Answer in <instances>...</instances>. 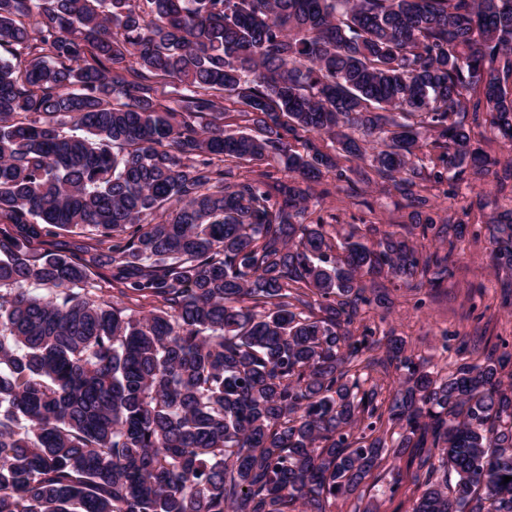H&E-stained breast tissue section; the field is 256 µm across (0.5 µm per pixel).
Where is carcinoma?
I'll use <instances>...</instances> for the list:
<instances>
[{
  "label": "carcinoma",
  "mask_w": 512,
  "mask_h": 512,
  "mask_svg": "<svg viewBox=\"0 0 512 512\" xmlns=\"http://www.w3.org/2000/svg\"><path fill=\"white\" fill-rule=\"evenodd\" d=\"M0 48V512H333L406 454L411 512H512V353L442 373L352 330L466 226L334 241L312 187L485 177L512 0H0ZM485 234L512 272V210Z\"/></svg>",
  "instance_id": "1"
}]
</instances>
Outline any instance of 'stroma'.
Wrapping results in <instances>:
<instances>
[{"label": "stroma", "mask_w": 512, "mask_h": 512, "mask_svg": "<svg viewBox=\"0 0 512 512\" xmlns=\"http://www.w3.org/2000/svg\"><path fill=\"white\" fill-rule=\"evenodd\" d=\"M324 213L336 215L329 232L339 237L351 226L376 225L387 230L409 221L410 210L396 194L381 187L366 189L362 198L349 199L333 180L320 185ZM431 203L436 219L454 216L467 226L463 241L454 251V275L439 288L409 289L386 283L391 305L386 315L368 312L364 322L394 331L429 368H451L461 347L475 354L491 349L512 352V304H503L499 288L501 272L491 264V244L479 228L496 211L512 208V193L499 192L494 178L474 182L464 196L436 194ZM400 477L397 493H387L393 477ZM418 491L407 459L388 461L374 486L365 489L363 503L377 512H411Z\"/></svg>", "instance_id": "stroma-1"}]
</instances>
